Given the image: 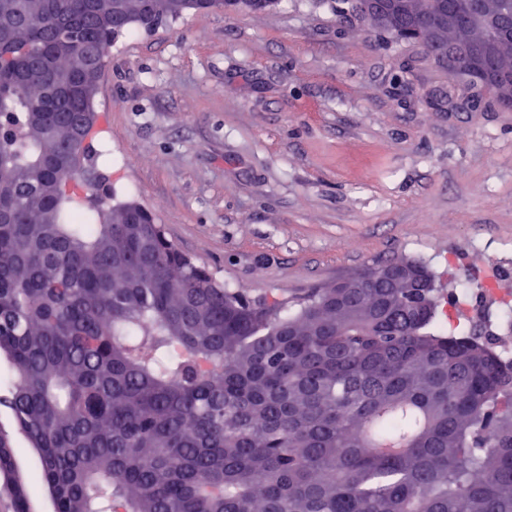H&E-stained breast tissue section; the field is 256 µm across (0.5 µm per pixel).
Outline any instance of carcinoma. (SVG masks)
<instances>
[{"label":"carcinoma","instance_id":"cac0c4a2","mask_svg":"<svg viewBox=\"0 0 512 512\" xmlns=\"http://www.w3.org/2000/svg\"><path fill=\"white\" fill-rule=\"evenodd\" d=\"M109 0H0V498L32 512L15 436L54 512H512V363L448 319L437 288H311L250 301L114 208L68 149L28 126L16 61L43 27L106 62L130 32ZM173 18L180 0H141ZM98 12L102 23L88 15ZM80 57L57 100L82 111ZM35 170L30 183L23 174Z\"/></svg>","mask_w":512,"mask_h":512}]
</instances>
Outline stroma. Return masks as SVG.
I'll return each mask as SVG.
<instances>
[{"label": "stroma", "mask_w": 512, "mask_h": 512, "mask_svg": "<svg viewBox=\"0 0 512 512\" xmlns=\"http://www.w3.org/2000/svg\"><path fill=\"white\" fill-rule=\"evenodd\" d=\"M452 83L339 0L187 12L109 48L96 123L135 160L112 204L254 296L403 260L448 288L512 248V110L433 104Z\"/></svg>", "instance_id": "stroma-1"}]
</instances>
